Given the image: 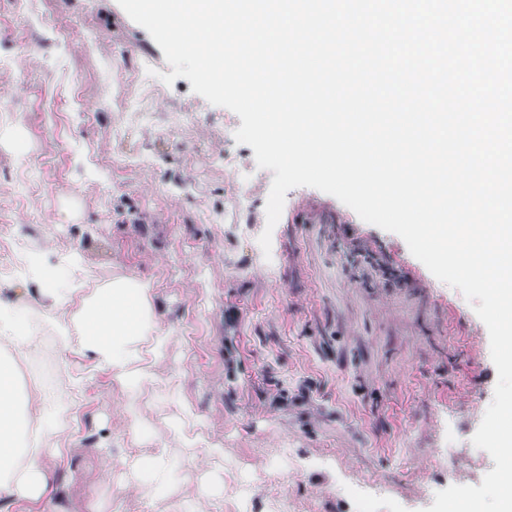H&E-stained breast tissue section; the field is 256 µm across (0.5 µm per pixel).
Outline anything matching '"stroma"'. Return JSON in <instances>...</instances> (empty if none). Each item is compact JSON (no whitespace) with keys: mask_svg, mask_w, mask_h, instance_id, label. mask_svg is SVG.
<instances>
[{"mask_svg":"<svg viewBox=\"0 0 512 512\" xmlns=\"http://www.w3.org/2000/svg\"><path fill=\"white\" fill-rule=\"evenodd\" d=\"M171 71L117 0H0V241L20 261L76 258L82 288L147 283L170 338L161 375L178 389L141 397L129 426L125 388L45 322L38 277L0 280V305L26 291L42 323L67 434L54 450L28 440L51 491L11 512H173L188 485L205 487L210 512H240L244 481L253 512L279 500L353 512L345 487L365 481L423 512L449 469L480 485L473 462L494 463L471 439L497 371L471 304L399 235L312 187L287 192L263 253L273 171L236 142L239 116L186 78L165 84ZM291 452L309 466L289 471ZM161 453L170 481L143 473L125 490L122 461Z\"/></svg>","mask_w":512,"mask_h":512,"instance_id":"obj_1","label":"stroma"}]
</instances>
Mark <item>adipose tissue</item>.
I'll return each mask as SVG.
<instances>
[{
	"mask_svg": "<svg viewBox=\"0 0 512 512\" xmlns=\"http://www.w3.org/2000/svg\"><path fill=\"white\" fill-rule=\"evenodd\" d=\"M41 285L47 316L63 341L78 339L94 365L111 370L125 388L140 394L157 392V368L168 339L152 321L147 284L117 278L78 306L73 289L53 276H46ZM27 310L21 296L8 311H0V512H7L17 500L43 497L48 489L38 457L24 444L26 432H38L48 448L57 446L64 434L56 412L43 409L39 399L18 396V368L9 351L36 346Z\"/></svg>",
	"mask_w": 512,
	"mask_h": 512,
	"instance_id": "obj_1",
	"label": "adipose tissue"
}]
</instances>
